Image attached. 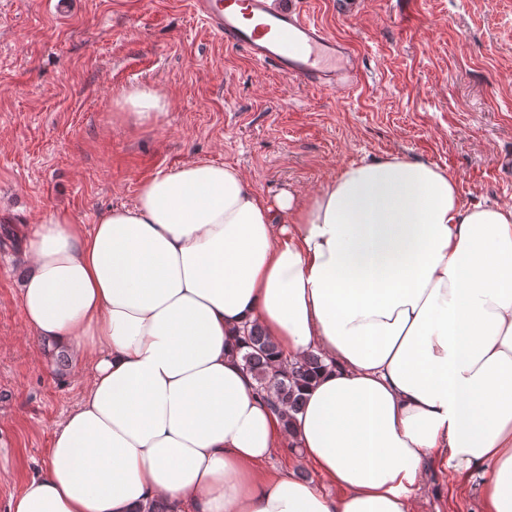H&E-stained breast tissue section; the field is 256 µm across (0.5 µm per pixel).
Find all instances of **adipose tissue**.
<instances>
[{
  "label": "adipose tissue",
  "instance_id": "adipose-tissue-1",
  "mask_svg": "<svg viewBox=\"0 0 512 512\" xmlns=\"http://www.w3.org/2000/svg\"><path fill=\"white\" fill-rule=\"evenodd\" d=\"M115 104L135 128L169 107L149 85ZM26 251L23 320L88 375L8 512H414L430 460L512 512V205H461L402 156L272 200L192 160L92 226L44 210ZM247 327L282 365L324 359L292 424ZM286 448L329 491L268 468Z\"/></svg>",
  "mask_w": 512,
  "mask_h": 512
}]
</instances>
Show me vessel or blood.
Returning <instances> with one entry per match:
<instances>
[{
    "label": "vessel or blood",
    "mask_w": 512,
    "mask_h": 512,
    "mask_svg": "<svg viewBox=\"0 0 512 512\" xmlns=\"http://www.w3.org/2000/svg\"><path fill=\"white\" fill-rule=\"evenodd\" d=\"M193 7L215 37L260 65L319 89L348 91L359 82L350 47L292 2L193 0Z\"/></svg>",
    "instance_id": "obj_1"
}]
</instances>
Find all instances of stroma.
<instances>
[{
  "label": "stroma",
  "instance_id": "obj_1",
  "mask_svg": "<svg viewBox=\"0 0 512 512\" xmlns=\"http://www.w3.org/2000/svg\"><path fill=\"white\" fill-rule=\"evenodd\" d=\"M0 0V512L44 469L85 383L22 318L31 224L92 225L139 184L193 159L236 166L266 197L313 191L351 163L400 154L448 171L462 204L512 205V0H300L354 51L347 92L318 90L216 39L192 0ZM147 84L155 126L116 118ZM416 512H482L467 473L425 467ZM121 112L120 120L132 127L142 128L157 123L168 112L169 102L164 94L149 85L124 89L115 99Z\"/></svg>",
  "mask_w": 512,
  "mask_h": 512
}]
</instances>
